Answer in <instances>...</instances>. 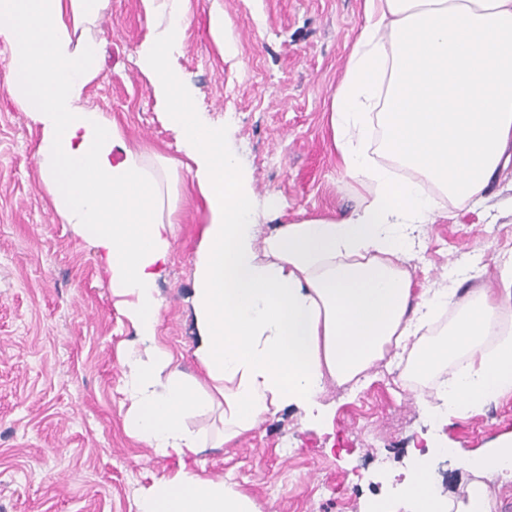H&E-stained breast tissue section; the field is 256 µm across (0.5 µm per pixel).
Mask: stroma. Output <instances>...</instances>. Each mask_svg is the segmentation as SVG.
I'll return each instance as SVG.
<instances>
[{
  "label": "stroma",
  "instance_id": "1",
  "mask_svg": "<svg viewBox=\"0 0 512 512\" xmlns=\"http://www.w3.org/2000/svg\"><path fill=\"white\" fill-rule=\"evenodd\" d=\"M228 22L221 53L209 15ZM191 20L173 63L187 75L198 111L224 127L257 201L279 199L285 218L337 215L365 204L366 188L341 170L327 108L363 23V0H190ZM152 29L142 0H112L100 25L104 60L86 103L112 116L130 147L183 160L175 133L136 51ZM38 134L0 84V512H138V495L178 461L126 435L120 359L134 332L117 312L95 251L60 223L35 166ZM185 197L172 262L158 288L159 339L198 376L188 298L207 211ZM512 167L483 205L449 209L416 225L415 282L464 295L496 288L512 252ZM480 260L488 277L460 281L451 268ZM328 420L307 425L290 406L250 434L207 449L204 474L230 478L264 512H368L393 501L398 472L432 429L415 392L384 367L368 383H327ZM450 447L478 453L512 435V394L482 413L450 420Z\"/></svg>",
  "mask_w": 512,
  "mask_h": 512
}]
</instances>
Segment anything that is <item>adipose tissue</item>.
Instances as JSON below:
<instances>
[{"label": "adipose tissue", "mask_w": 512, "mask_h": 512, "mask_svg": "<svg viewBox=\"0 0 512 512\" xmlns=\"http://www.w3.org/2000/svg\"><path fill=\"white\" fill-rule=\"evenodd\" d=\"M154 24L137 51L164 117L178 135L207 208L195 258L194 356L208 382L180 372L158 340L181 195L177 161L130 148L123 129L85 104L102 63L99 22L111 0H0L5 89L39 133L35 164L55 214L100 259L114 305L137 343L121 358L128 436L179 468L141 491L139 512H262L223 479L202 477V453L253 431L293 405L322 416L326 382L398 368L433 426L480 413L512 393V257L501 289L464 297L415 289L406 265L413 228L439 203L484 201L512 164V0H364L360 28L329 106L345 174L370 189L366 204L334 217L275 222L259 234L254 198L224 129L193 104L172 64L189 0H142ZM457 314L434 335L442 310ZM442 382L436 396L426 387ZM219 412L212 431L193 416ZM194 458L187 466L185 458ZM447 457L473 474L461 500L432 476ZM512 475V440L483 455L439 441L414 455L400 484L412 512H493L481 477Z\"/></svg>", "instance_id": "adipose-tissue-1"}]
</instances>
